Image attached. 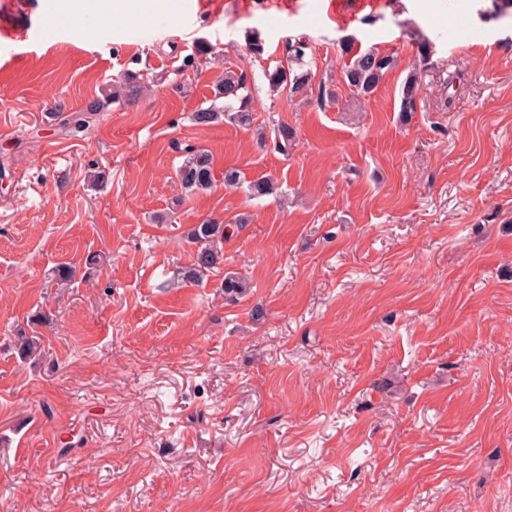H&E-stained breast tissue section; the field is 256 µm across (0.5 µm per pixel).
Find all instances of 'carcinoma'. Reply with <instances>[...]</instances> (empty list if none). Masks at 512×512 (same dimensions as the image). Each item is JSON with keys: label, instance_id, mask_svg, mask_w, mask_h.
I'll use <instances>...</instances> for the list:
<instances>
[{"label": "carcinoma", "instance_id": "cac0c4a2", "mask_svg": "<svg viewBox=\"0 0 512 512\" xmlns=\"http://www.w3.org/2000/svg\"><path fill=\"white\" fill-rule=\"evenodd\" d=\"M343 53L350 56L345 63L342 77L352 95L358 98H368L375 93L384 77L397 66V57L384 54L374 48L365 51L352 52V41L345 39L341 43ZM307 44L296 39L285 45L283 59L272 70L264 71L268 86L275 91H285L290 97L304 95L308 92L312 78L310 69L306 68L304 57ZM423 84L420 76L409 73L399 90V120L408 121L416 112ZM215 99L224 100V105L215 104L201 108L193 115V120L201 126H209L227 119L235 125H248L251 122L250 94L247 87V74L244 70L224 69V76L217 82ZM274 148L285 152L295 144L296 130L287 123H280L274 129ZM177 176L189 191H207L212 187L214 173L213 162L205 149H189V153L177 170ZM273 185L267 178L249 182L248 195L256 199L272 194ZM227 226L216 221L199 224L190 233V239L197 244L194 267L188 271V277L195 278L204 271L220 267L224 262L222 244L227 237ZM224 297L235 299L245 293L246 282L232 274L224 276L221 283Z\"/></svg>", "mask_w": 512, "mask_h": 512}]
</instances>
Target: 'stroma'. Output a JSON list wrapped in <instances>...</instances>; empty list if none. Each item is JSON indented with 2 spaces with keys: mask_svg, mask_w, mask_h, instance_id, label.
Listing matches in <instances>:
<instances>
[{
  "mask_svg": "<svg viewBox=\"0 0 512 512\" xmlns=\"http://www.w3.org/2000/svg\"><path fill=\"white\" fill-rule=\"evenodd\" d=\"M70 2L48 17L0 0V512H512V15ZM139 27L155 37L133 51ZM294 38L312 73L298 97L263 78ZM346 38L398 57L360 103ZM228 67L248 74L251 125L195 124ZM130 74L137 95L108 100ZM324 84L347 108L321 106ZM280 122L298 132L285 154ZM189 145L214 159L203 193L176 176ZM260 177L274 192L250 198ZM209 220L234 232L190 283L188 233ZM228 272L250 282L234 302ZM423 84L416 72H410L403 81L399 90V120L407 122L416 112Z\"/></svg>",
  "mask_w": 512,
  "mask_h": 512,
  "instance_id": "35a3bbf8",
  "label": "stroma"
}]
</instances>
